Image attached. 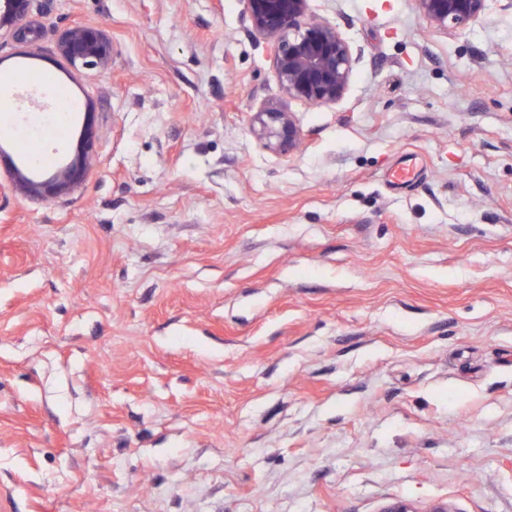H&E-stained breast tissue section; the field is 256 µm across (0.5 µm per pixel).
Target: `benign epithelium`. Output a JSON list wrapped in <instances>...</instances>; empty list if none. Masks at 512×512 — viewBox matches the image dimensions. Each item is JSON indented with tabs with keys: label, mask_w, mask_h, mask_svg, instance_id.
Listing matches in <instances>:
<instances>
[{
	"label": "benign epithelium",
	"mask_w": 512,
	"mask_h": 512,
	"mask_svg": "<svg viewBox=\"0 0 512 512\" xmlns=\"http://www.w3.org/2000/svg\"><path fill=\"white\" fill-rule=\"evenodd\" d=\"M430 26L453 34L485 13L488 0H415ZM31 0H0V32L19 42H31L37 31L26 24ZM251 32L273 49L272 68L288 99L316 105L334 104L347 89L353 57L349 42L330 22L309 11V0H246ZM58 55L71 66L106 72L112 68V39L102 25L68 27L56 42ZM252 132L277 154H291L301 143L295 113L282 104H270L255 113ZM95 131L87 122L77 158L58 167L46 180H36L24 170L13 171V188L44 198L77 188L93 161Z\"/></svg>",
	"instance_id": "benign-epithelium-1"
}]
</instances>
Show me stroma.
<instances>
[{
    "mask_svg": "<svg viewBox=\"0 0 512 512\" xmlns=\"http://www.w3.org/2000/svg\"><path fill=\"white\" fill-rule=\"evenodd\" d=\"M244 0H32L0 38L56 197L0 139V512H512V12L464 32L415 0H311L344 97L284 100ZM104 25L112 68L65 28ZM413 172L395 180L401 164ZM58 55L71 66L107 72L112 68V39L102 25L68 27L56 42ZM252 132L267 149L277 154H291L301 143L295 113L282 104H270L256 112ZM94 126L89 120L82 131L81 150L77 158L56 169L46 180H35L24 170L15 168L13 171V188L22 194L44 198L60 196L77 188L93 161Z\"/></svg>",
    "mask_w": 512,
    "mask_h": 512,
    "instance_id": "35a3bbf8",
    "label": "stroma"
}]
</instances>
